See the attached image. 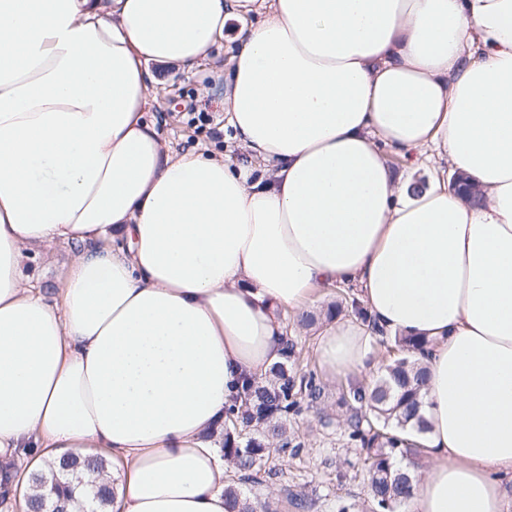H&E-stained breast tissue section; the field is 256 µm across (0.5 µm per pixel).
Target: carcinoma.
Instances as JSON below:
<instances>
[{"instance_id": "obj_1", "label": "carcinoma", "mask_w": 512, "mask_h": 512, "mask_svg": "<svg viewBox=\"0 0 512 512\" xmlns=\"http://www.w3.org/2000/svg\"><path fill=\"white\" fill-rule=\"evenodd\" d=\"M341 294V301L334 304L336 313L349 307L362 324H371L351 289L343 288ZM394 344L400 356L385 365L372 384L349 382L340 393V403L348 409L345 436L348 443L361 448L363 466L369 474L370 512H395L410 495L412 478L397 467V462L410 461L417 455L413 429H425L420 391L426 376L424 367L414 358L424 345L409 337H396ZM299 355L297 342L287 338L283 361L274 366L271 378L264 384L245 381L225 412L224 460L243 482L260 483L273 475L265 465L272 451H283L291 444L288 421L299 413L301 399L311 404L322 400L324 387L314 373L298 378L288 374V365ZM109 466L110 462L98 454L64 452L53 458L28 477L38 487L51 485L53 496L29 497L28 512H51L55 508L65 512H109L112 486L103 483L89 491L77 480L83 470L104 472ZM224 496L228 512H256L235 480H230Z\"/></svg>"}]
</instances>
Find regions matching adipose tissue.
<instances>
[{"mask_svg": "<svg viewBox=\"0 0 512 512\" xmlns=\"http://www.w3.org/2000/svg\"><path fill=\"white\" fill-rule=\"evenodd\" d=\"M241 18L224 119L249 166L144 109ZM434 149L480 191L400 180ZM64 243L61 286L26 247ZM329 373L427 340L429 464L404 512H512V0H0V481L101 448L112 512H226L219 434L286 325Z\"/></svg>", "mask_w": 512, "mask_h": 512, "instance_id": "adipose-tissue-1", "label": "adipose tissue"}]
</instances>
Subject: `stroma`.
Returning a JSON list of instances; mask_svg holds the SVG:
<instances>
[{"mask_svg": "<svg viewBox=\"0 0 512 512\" xmlns=\"http://www.w3.org/2000/svg\"><path fill=\"white\" fill-rule=\"evenodd\" d=\"M237 22H229L224 39L211 51V59L196 74L189 75L170 65L159 68L161 84L148 104V118L156 119L163 136L178 141L180 147H207L227 155L233 164L248 158L233 144L231 131L224 128V61L227 42L235 35ZM209 113L211 125L200 124L194 115ZM70 259L67 246L52 252L30 251L25 271L40 282L57 283ZM338 384L328 381L327 395L317 406H302L288 434L299 443L298 452L273 453L268 461L275 471L271 479L241 485L244 497L269 512H368L365 474L359 450L347 445L344 437L345 410L337 403Z\"/></svg>", "mask_w": 512, "mask_h": 512, "instance_id": "obj_1", "label": "stroma"}]
</instances>
